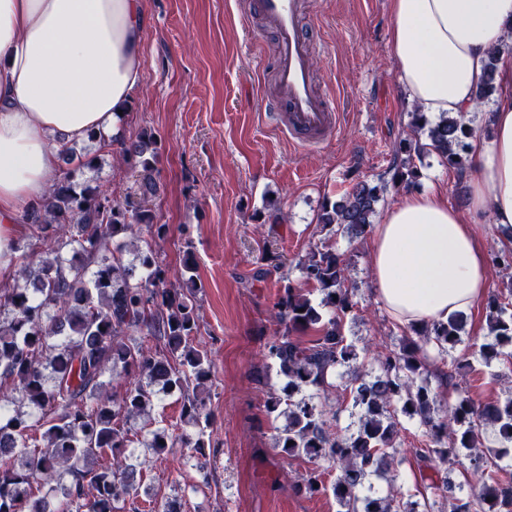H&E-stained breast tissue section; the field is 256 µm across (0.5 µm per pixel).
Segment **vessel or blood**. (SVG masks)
<instances>
[{
	"label": "vessel or blood",
	"mask_w": 512,
	"mask_h": 512,
	"mask_svg": "<svg viewBox=\"0 0 512 512\" xmlns=\"http://www.w3.org/2000/svg\"><path fill=\"white\" fill-rule=\"evenodd\" d=\"M252 4L277 36V82L285 99L268 104L275 130L302 150L331 141L340 129L341 114L333 98L314 88L313 54L299 27L297 0H252Z\"/></svg>",
	"instance_id": "1"
}]
</instances>
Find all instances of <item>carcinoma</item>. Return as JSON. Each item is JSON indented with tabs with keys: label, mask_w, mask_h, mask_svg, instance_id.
<instances>
[{
	"label": "carcinoma",
	"mask_w": 512,
	"mask_h": 512,
	"mask_svg": "<svg viewBox=\"0 0 512 512\" xmlns=\"http://www.w3.org/2000/svg\"><path fill=\"white\" fill-rule=\"evenodd\" d=\"M499 53L490 54L479 83L481 102L493 89ZM411 128L413 135L397 150L402 158L392 164L393 184L416 185L420 171L414 159L425 153L438 154L450 167L468 162L471 128L465 120L443 116L431 124L414 112ZM114 144L124 161L139 169L140 198L156 196L153 133L100 141L107 149ZM59 155L70 168L43 204L24 212L21 223L28 233L16 246L17 270L12 282L0 285V435L12 438L20 460V467L8 466L0 454V512H28L33 501L43 512H138L131 497L134 471L127 451L134 440L127 422L146 414L158 394L180 395L182 423L191 430L176 437L164 429L150 432L148 453L159 457L179 444L189 449V463L216 452L207 432L212 360L196 340V299L203 284L189 251L181 286L167 287L168 269L148 242L136 247L145 274L133 280L112 239L128 235L134 244L138 226L146 224L160 240L167 225L154 223L151 210L114 200L101 185L79 180L95 158L77 154L64 140ZM385 189L360 181L339 200L326 201L321 230L330 236L367 234ZM504 234L507 243L497 261L511 270L512 230ZM298 267L321 299L315 304L289 284L280 290L271 317L283 331L267 345V356L285 384L270 393L264 408L273 421H282L275 447L289 457L326 461L338 474L328 485L317 466L301 475L292 491L329 492L337 512H432L430 499L436 496L448 500L451 512H512V475L498 465L512 455V396L488 403L459 396L445 404L428 380L434 373L446 384L469 370L468 360L452 355L462 342L465 315L411 327L399 349L376 354L375 374L343 333L342 323L356 308L346 286L344 255L316 246ZM485 321L491 340L480 346L481 359L512 364V276L503 290L488 296ZM295 331H312L315 339L304 343L291 336ZM341 367L347 368L343 391L357 417L355 429L344 435L331 429L326 409L315 403L337 389L331 378ZM116 371L128 380L119 396L103 392V377ZM401 415L416 422L425 437L409 449L417 460L451 469L461 455L470 457L465 483H417L419 502L378 494L374 481L388 479L401 463ZM108 455L110 465L93 466ZM465 485L469 492L460 499L455 490Z\"/></svg>",
	"instance_id": "carcinoma-1"
}]
</instances>
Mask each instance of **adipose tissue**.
<instances>
[{"label": "adipose tissue", "instance_id": "obj_1", "mask_svg": "<svg viewBox=\"0 0 512 512\" xmlns=\"http://www.w3.org/2000/svg\"><path fill=\"white\" fill-rule=\"evenodd\" d=\"M390 46L408 101L471 116L489 55L512 39V0H391ZM145 0H0V275L16 269L25 207L59 176L57 142L125 132L143 78ZM493 134L473 136L468 212L439 189L409 192L370 239L376 295L401 326L447 321L485 294L487 258L471 223L512 227V54H500Z\"/></svg>", "mask_w": 512, "mask_h": 512}]
</instances>
